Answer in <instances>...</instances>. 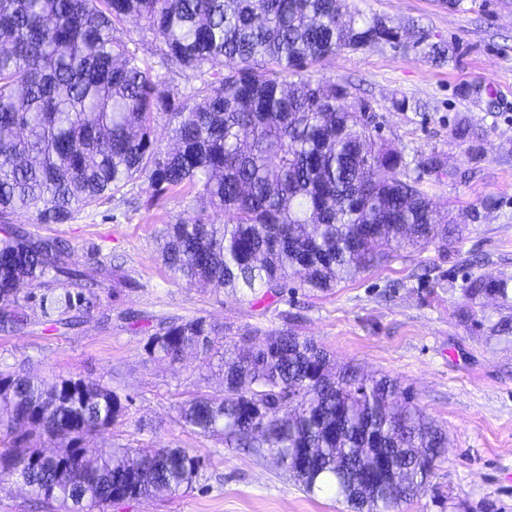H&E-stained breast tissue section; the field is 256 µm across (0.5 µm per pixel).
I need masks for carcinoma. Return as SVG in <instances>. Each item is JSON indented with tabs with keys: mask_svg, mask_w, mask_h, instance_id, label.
Returning a JSON list of instances; mask_svg holds the SVG:
<instances>
[{
	"mask_svg": "<svg viewBox=\"0 0 512 512\" xmlns=\"http://www.w3.org/2000/svg\"><path fill=\"white\" fill-rule=\"evenodd\" d=\"M130 19L158 42L160 66L190 72L195 84L170 86L117 38ZM379 43H410L443 64L454 52L349 0H0V324L22 328L32 301L45 321L75 325L97 307L100 287L70 268L65 242L15 228L9 216L60 222L138 180L157 194L197 190L195 215L165 227L169 277L235 295H269L298 274L328 291L408 246L446 244L461 225L480 223L478 208L442 223L402 152L364 119L369 100L306 71ZM459 95L492 98L482 85ZM161 117L176 141L167 152L151 138ZM451 135L481 161L465 119ZM420 167L467 176L436 153ZM60 276L77 284L49 287ZM462 291L466 322L478 323L471 304L482 298L512 306L505 280L474 275ZM257 337L242 349L204 317L148 337L151 358L216 357L224 368L220 393L179 405L185 426L290 460L304 492H332L351 512H403L426 493L448 432L407 390L354 366L338 370L325 349L291 332L241 334ZM124 414L99 380L0 372V479H20L63 512L171 498L199 480L195 448L89 446ZM47 442L57 451L44 453Z\"/></svg>",
	"mask_w": 512,
	"mask_h": 512,
	"instance_id": "obj_1",
	"label": "carcinoma"
}]
</instances>
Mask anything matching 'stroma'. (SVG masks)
<instances>
[{"mask_svg":"<svg viewBox=\"0 0 512 512\" xmlns=\"http://www.w3.org/2000/svg\"><path fill=\"white\" fill-rule=\"evenodd\" d=\"M354 3L364 14L417 24L430 40L456 43V58L438 67L420 50L380 44L324 58L311 73L355 83L374 106L383 139L411 165L437 151L470 171L463 181L423 178V190L449 218L488 198L496 206L451 243L403 252L332 291L294 278L286 292L258 300L177 283L164 270L161 231L192 216L188 191L156 196L137 182L62 224L15 213L13 225L66 241L74 266L91 270L105 258L111 268L97 308L80 325L51 330L31 308L24 329H0V370L102 380L127 411L96 447L194 448L205 463L202 480L185 493L128 499L107 512H349L334 495L303 492L272 455L230 448L184 426L178 405L221 392L219 366L191 357L173 366L150 358L144 346L162 323L202 316L230 335L247 328L291 331L323 346L337 365L386 374L409 389L426 415L447 427L449 441L429 491L405 512H512V337L488 330L505 310L487 299L475 308L477 323L457 317L467 275L512 283V0H462L452 11L436 0ZM468 83L491 87L494 106L462 100L457 90ZM396 97L419 102V110L396 111ZM461 115L487 137L476 166L450 135ZM0 512L61 509L56 501L32 498L10 478L0 481Z\"/></svg>","mask_w":512,"mask_h":512,"instance_id":"1","label":"stroma"}]
</instances>
